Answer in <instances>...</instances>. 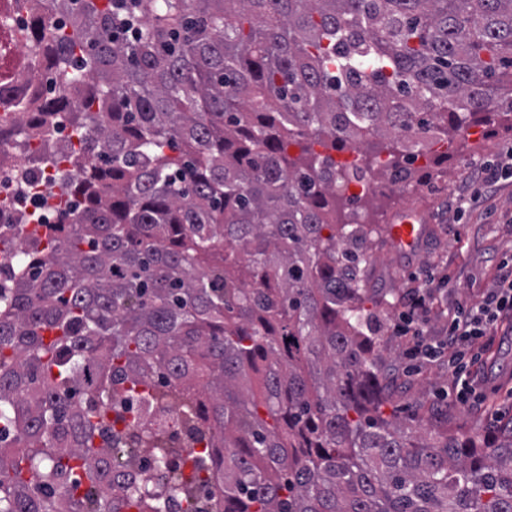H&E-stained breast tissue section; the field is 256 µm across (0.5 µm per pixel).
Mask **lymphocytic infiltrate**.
Instances as JSON below:
<instances>
[{
	"label": "lymphocytic infiltrate",
	"instance_id": "lymphocytic-infiltrate-1",
	"mask_svg": "<svg viewBox=\"0 0 512 512\" xmlns=\"http://www.w3.org/2000/svg\"><path fill=\"white\" fill-rule=\"evenodd\" d=\"M507 176L512 177V148L501 164L493 167L480 164L472 169L469 193L459 197V204L491 195L498 182ZM434 282L435 276L430 273L418 286L409 289L395 330L410 337L412 345L407 355L411 359L446 361L457 385L454 400L464 404L476 392L475 380L487 353L484 337L512 335V271L500 277L496 288L486 293L478 304L456 302L448 325L436 339L429 337L422 324Z\"/></svg>",
	"mask_w": 512,
	"mask_h": 512
}]
</instances>
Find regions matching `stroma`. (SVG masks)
Returning a JSON list of instances; mask_svg holds the SVG:
<instances>
[{
    "mask_svg": "<svg viewBox=\"0 0 512 512\" xmlns=\"http://www.w3.org/2000/svg\"><path fill=\"white\" fill-rule=\"evenodd\" d=\"M475 123L484 136L451 134L447 155L428 167L418 185L384 189L354 210L383 229L373 242L367 304L381 320L378 362L393 395L392 410L408 428L428 417L437 428L488 438L512 430V335L488 337V360L476 383L484 401L460 405L443 396L452 385L446 368L425 362L420 373L400 371L406 342L394 331L401 298L417 278L432 272L448 280L424 318L425 330L436 335L448 322L446 308L457 301L477 303L512 261V178L500 180L492 195L467 204L464 211L455 209L470 168L496 161L512 147V130L498 118L479 114ZM401 212L416 214L422 226L418 243L409 250L397 246L388 232Z\"/></svg>",
    "mask_w": 512,
    "mask_h": 512,
    "instance_id": "35a3bbf8",
    "label": "stroma"
}]
</instances>
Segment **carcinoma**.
<instances>
[{"mask_svg":"<svg viewBox=\"0 0 512 512\" xmlns=\"http://www.w3.org/2000/svg\"><path fill=\"white\" fill-rule=\"evenodd\" d=\"M47 2L28 121L69 124L39 158L84 204L0 225V512H512V432L385 414L376 229L339 212L373 138L402 180L411 132L512 127V0Z\"/></svg>","mask_w":512,"mask_h":512,"instance_id":"carcinoma-1","label":"carcinoma"}]
</instances>
